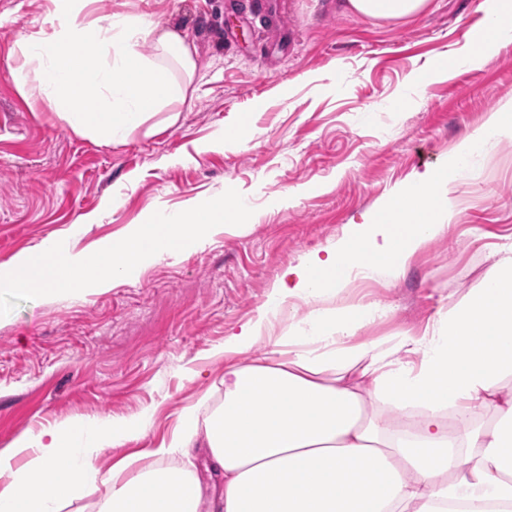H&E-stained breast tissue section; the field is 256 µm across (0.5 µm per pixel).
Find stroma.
Instances as JSON below:
<instances>
[{
    "label": "stroma",
    "mask_w": 512,
    "mask_h": 512,
    "mask_svg": "<svg viewBox=\"0 0 512 512\" xmlns=\"http://www.w3.org/2000/svg\"><path fill=\"white\" fill-rule=\"evenodd\" d=\"M481 2L430 0L414 19L384 21L347 0H97L95 16L143 14L185 30L198 64V91L174 125L113 146L29 107L9 54L43 25L47 0H0V263L57 237L80 249L118 241L154 211L230 188L253 210L247 230L227 227L109 290L37 297L0 316V448L67 417L150 407L148 435L97 461L104 473L131 455L146 465L183 407L201 403L206 415L220 405L225 361L212 351L269 302L288 269L416 173L445 165L512 100V42L476 67L454 63L481 25ZM237 127L239 141L215 144L220 129ZM455 197L447 238L404 277L345 293L384 307L363 338L420 333L512 245V141L476 152ZM86 215L94 224H82Z\"/></svg>",
    "instance_id": "1"
}]
</instances>
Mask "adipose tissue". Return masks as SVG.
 <instances>
[{
  "label": "adipose tissue",
  "instance_id": "adipose-tissue-1",
  "mask_svg": "<svg viewBox=\"0 0 512 512\" xmlns=\"http://www.w3.org/2000/svg\"><path fill=\"white\" fill-rule=\"evenodd\" d=\"M93 0H48L40 31L18 37L11 75L19 91L74 133L121 144L158 113L169 122L197 91L186 32L145 15L78 17ZM429 0H347L375 20L411 19ZM484 30L460 65H476L512 35V0L484 9ZM151 44L144 56L141 44ZM492 140L512 141V102L461 139L442 168L398 187L364 223L289 269L240 332L227 357L224 401L207 418L185 408L149 465L128 457L102 474L94 462L143 438L144 408L122 418H70L0 448V512H61L72 493L111 482L92 512H512V248L480 287L416 335L366 341L376 303L326 307L365 280L393 283L412 258L448 235L465 162ZM307 314L275 333L295 301ZM273 344L260 352L263 341ZM202 444L212 492L173 465Z\"/></svg>",
  "mask_w": 512,
  "mask_h": 512
}]
</instances>
